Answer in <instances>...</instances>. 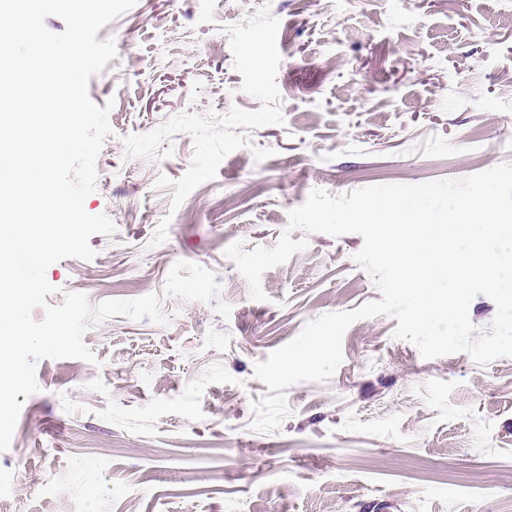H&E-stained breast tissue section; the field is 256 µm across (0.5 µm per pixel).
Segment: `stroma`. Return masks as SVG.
Wrapping results in <instances>:
<instances>
[{
	"label": "stroma",
	"instance_id": "35a3bbf8",
	"mask_svg": "<svg viewBox=\"0 0 512 512\" xmlns=\"http://www.w3.org/2000/svg\"><path fill=\"white\" fill-rule=\"evenodd\" d=\"M265 4L280 21L284 122L252 130L172 207L192 137H168L158 160L126 158L124 140L186 111L258 110L227 29ZM97 38L116 48L89 81L112 133L85 208L115 230L90 238L93 260L48 268V302L157 293L167 321L93 320L83 342L96 363L38 361L39 390L0 452V512H512V357L426 359L394 338L393 317L362 319L335 374L287 388L281 426L252 430L251 404L268 392L255 363L381 294L354 259L355 233L292 232L307 246L264 273L263 301L225 254L273 247L317 188L512 164V0H137ZM257 147L271 157L256 161ZM178 262L211 270L218 296L165 295Z\"/></svg>",
	"mask_w": 512,
	"mask_h": 512
}]
</instances>
